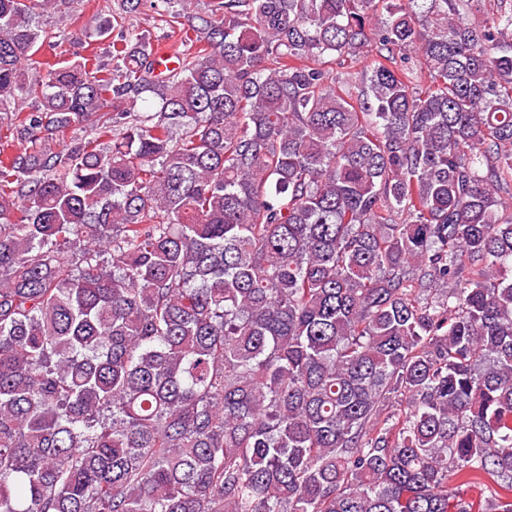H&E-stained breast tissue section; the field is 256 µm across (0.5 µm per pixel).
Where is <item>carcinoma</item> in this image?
<instances>
[{"label":"carcinoma","mask_w":512,"mask_h":512,"mask_svg":"<svg viewBox=\"0 0 512 512\" xmlns=\"http://www.w3.org/2000/svg\"><path fill=\"white\" fill-rule=\"evenodd\" d=\"M57 2L0 0V512H512V9L164 0L157 76L142 0L36 60ZM143 5L140 9V13L132 16L129 19V23L140 30H147L150 33L151 40L154 43L155 49L159 52H167L168 47L171 48L175 39L176 33L173 31L177 30L165 22V19H169L162 12L166 7L165 4L161 3L160 0H143Z\"/></svg>","instance_id":"cac0c4a2"}]
</instances>
